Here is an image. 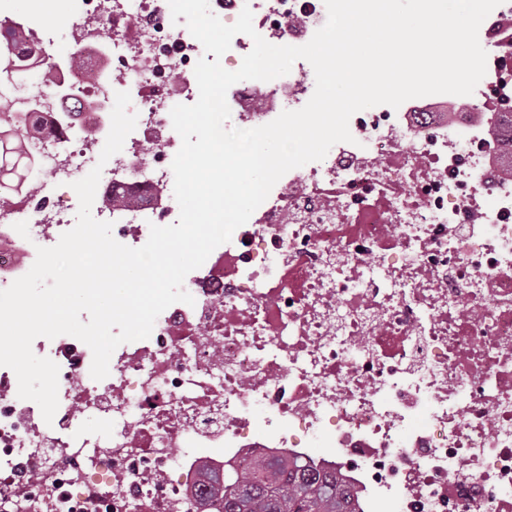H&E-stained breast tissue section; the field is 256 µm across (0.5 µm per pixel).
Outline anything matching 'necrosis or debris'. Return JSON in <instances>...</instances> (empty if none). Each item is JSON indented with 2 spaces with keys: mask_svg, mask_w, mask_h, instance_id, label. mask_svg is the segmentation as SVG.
<instances>
[{
  "mask_svg": "<svg viewBox=\"0 0 512 512\" xmlns=\"http://www.w3.org/2000/svg\"><path fill=\"white\" fill-rule=\"evenodd\" d=\"M78 2L87 66L56 79L98 108L65 125L43 96L29 154L52 180L0 208V290L75 225L54 186L99 164L102 104L118 88L134 92L137 124L99 165L131 203L100 204L97 218L133 248L178 219L170 110L197 101L204 48L168 0ZM210 3L227 24L250 7L275 45H304L327 21L324 0ZM479 41L488 71L473 94L355 113L352 142L282 176L186 276L194 305L169 306L149 338L120 345L107 378L91 377L77 338H36L34 354L59 366L52 422L0 366V512H197L205 473L256 456L336 472L358 512H512V157L494 130L512 111V0ZM314 90L302 59L275 83H235L227 125H265ZM89 418L104 430L81 434Z\"/></svg>",
  "mask_w": 512,
  "mask_h": 512,
  "instance_id": "4bbe7bcc",
  "label": "necrosis or debris"
}]
</instances>
